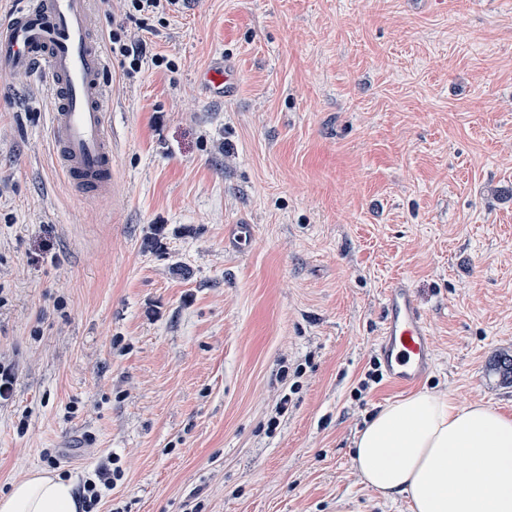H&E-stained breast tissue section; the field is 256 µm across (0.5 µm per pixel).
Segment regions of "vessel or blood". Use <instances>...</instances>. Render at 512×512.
Returning a JSON list of instances; mask_svg holds the SVG:
<instances>
[{"label":"vessel or blood","instance_id":"1","mask_svg":"<svg viewBox=\"0 0 512 512\" xmlns=\"http://www.w3.org/2000/svg\"><path fill=\"white\" fill-rule=\"evenodd\" d=\"M20 73L47 89L48 135L72 190L83 197L111 195L114 97L94 0H15L0 17V74ZM198 81L210 95L224 98L236 87L237 70L223 59L201 71ZM377 356L388 382L399 390L416 387L433 366L428 322L406 284L385 292Z\"/></svg>","mask_w":512,"mask_h":512}]
</instances>
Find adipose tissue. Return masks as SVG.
Segmentation results:
<instances>
[{
	"label": "adipose tissue",
	"instance_id": "ef3b65f1",
	"mask_svg": "<svg viewBox=\"0 0 512 512\" xmlns=\"http://www.w3.org/2000/svg\"><path fill=\"white\" fill-rule=\"evenodd\" d=\"M465 458L447 464L449 454ZM353 461L413 512H512V419L481 405L421 392L383 408L360 432ZM71 482L36 474L0 497V512H80Z\"/></svg>",
	"mask_w": 512,
	"mask_h": 512
}]
</instances>
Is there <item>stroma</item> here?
Masks as SVG:
<instances>
[{"instance_id":"stroma-1","label":"stroma","mask_w":512,"mask_h":512,"mask_svg":"<svg viewBox=\"0 0 512 512\" xmlns=\"http://www.w3.org/2000/svg\"><path fill=\"white\" fill-rule=\"evenodd\" d=\"M150 50L174 69L111 70L98 200L56 165L42 85L0 76V496L112 452L120 512H411L353 462L403 394L353 387L400 280L435 342L420 391L512 418V386L482 388L512 344V0H192ZM219 56L225 98L196 80Z\"/></svg>"}]
</instances>
